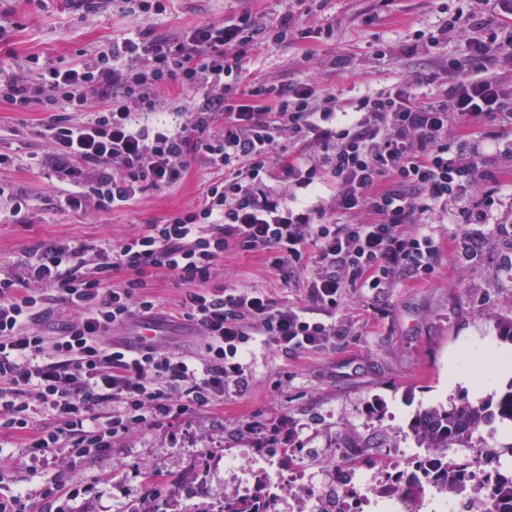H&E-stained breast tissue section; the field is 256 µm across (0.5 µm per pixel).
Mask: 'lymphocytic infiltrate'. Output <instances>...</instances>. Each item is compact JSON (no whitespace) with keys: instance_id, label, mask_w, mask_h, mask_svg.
I'll use <instances>...</instances> for the list:
<instances>
[{"instance_id":"obj_1","label":"lymphocytic infiltrate","mask_w":512,"mask_h":512,"mask_svg":"<svg viewBox=\"0 0 512 512\" xmlns=\"http://www.w3.org/2000/svg\"><path fill=\"white\" fill-rule=\"evenodd\" d=\"M471 2L407 48L427 55L442 36L466 39L465 57L448 63L444 98L433 101L418 75L353 98L316 97L308 81L243 86V60L265 29L248 14L174 37L148 28L76 65L0 77V99L14 111L52 115L61 210L120 207L180 183L193 153L218 172L202 205L164 223L115 244L40 240L0 274V433L38 457L64 448L84 461L221 405L247 383L254 344L284 354L329 348L343 334L334 317L350 291L378 295L433 274L434 225L491 223L487 168L512 154L501 127L512 83L496 77L512 68L503 19L512 5ZM74 112L85 120L72 121ZM232 247L262 253L285 278L306 272L304 305L210 287ZM120 270L129 278L116 288ZM157 273L183 288L180 315L201 335L196 355L113 335L155 321L147 279ZM58 304L69 315L45 336L36 326Z\"/></svg>"}]
</instances>
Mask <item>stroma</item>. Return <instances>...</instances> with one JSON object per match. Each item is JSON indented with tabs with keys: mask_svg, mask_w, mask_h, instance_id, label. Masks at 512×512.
Instances as JSON below:
<instances>
[{
	"mask_svg": "<svg viewBox=\"0 0 512 512\" xmlns=\"http://www.w3.org/2000/svg\"><path fill=\"white\" fill-rule=\"evenodd\" d=\"M446 6L464 13L470 0H316L309 9L299 0H168L165 12L148 21L122 13L118 0H101L89 14L67 0H0V28L6 31L0 68L17 71L33 57L70 65L88 59L113 36L146 27L174 34L244 9L272 26L282 14L294 12L303 14L311 31L333 27L330 40L310 45L325 66L313 70L301 44L265 37L245 57V82L278 84L313 71L320 90L355 97L415 71H434L438 60L462 54L463 42L451 38L425 62L414 56H374L376 45L408 46L418 32L437 30L446 20ZM49 122V113L15 112L0 102V151L15 157L12 167L0 170V182L28 198L18 215L0 207V269L18 264L38 240L115 242L203 203L213 173L206 157L195 154L185 180L146 190L126 207L57 210ZM490 176L499 197L495 221L470 225L474 249L465 252L455 244L459 225H435L440 256L432 276L402 279L383 295L365 293L347 302L337 310L336 321L347 325L348 334L330 349L286 356L255 346L246 388L229 391L223 405L133 434L77 465L61 450L46 464L27 449L14 448L15 461L1 476L6 485L31 489L40 477L55 473L66 485L82 489L72 512H114L118 502L145 503L150 474L161 473L172 489L223 451L269 435L281 438L292 428L338 424L384 444L405 434L423 407L463 395L503 394L512 385V342L495 346L502 366L485 365L482 359L485 340L496 334V315L512 311V159L499 158ZM219 267L216 285L259 288L281 305L304 299L303 276L284 279L260 253L227 251ZM152 293L167 322L165 338L180 352L194 353L198 333L177 317L180 287L157 275Z\"/></svg>",
	"mask_w": 512,
	"mask_h": 512,
	"instance_id": "35a3bbf8",
	"label": "stroma"
}]
</instances>
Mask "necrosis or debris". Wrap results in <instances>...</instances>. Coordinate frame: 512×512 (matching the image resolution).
I'll list each match as a JSON object with an SVG mask.
<instances>
[{
    "label": "necrosis or debris",
    "mask_w": 512,
    "mask_h": 512,
    "mask_svg": "<svg viewBox=\"0 0 512 512\" xmlns=\"http://www.w3.org/2000/svg\"><path fill=\"white\" fill-rule=\"evenodd\" d=\"M291 447L241 448L225 453L218 476L203 475L178 490L181 512H227L247 503L253 512H477L512 480V442L490 427L465 433L448 451L464 473L442 490L420 465L424 449L403 440L377 449V464L356 456L344 439L308 431ZM223 493H215L214 482ZM415 489L407 497V489Z\"/></svg>",
    "instance_id": "4bbe7bcc"
}]
</instances>
